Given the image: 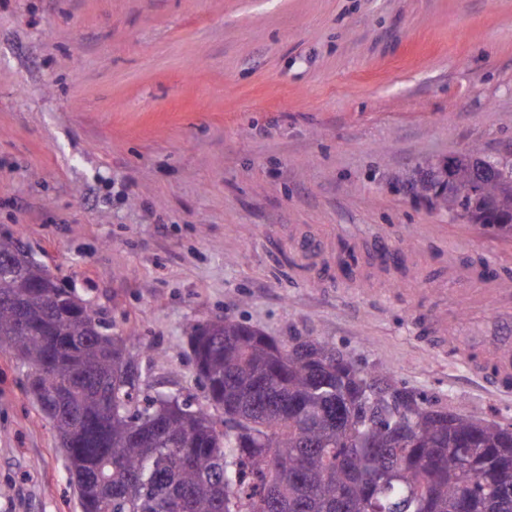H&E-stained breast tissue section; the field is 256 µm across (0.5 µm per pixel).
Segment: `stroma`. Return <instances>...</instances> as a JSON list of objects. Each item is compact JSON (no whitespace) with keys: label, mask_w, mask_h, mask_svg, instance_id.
Instances as JSON below:
<instances>
[{"label":"stroma","mask_w":512,"mask_h":512,"mask_svg":"<svg viewBox=\"0 0 512 512\" xmlns=\"http://www.w3.org/2000/svg\"><path fill=\"white\" fill-rule=\"evenodd\" d=\"M474 145L512 155V0H0V233L137 329L154 391L201 394L188 329L229 317L512 424L425 324L449 252L512 280V235L407 189ZM382 238L421 277L375 268ZM27 371L0 352V512H79Z\"/></svg>","instance_id":"obj_1"}]
</instances>
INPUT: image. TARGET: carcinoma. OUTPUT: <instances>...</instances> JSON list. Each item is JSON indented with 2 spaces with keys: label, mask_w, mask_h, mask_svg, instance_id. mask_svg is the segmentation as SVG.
Returning <instances> with one entry per match:
<instances>
[{
  "label": "carcinoma",
  "mask_w": 512,
  "mask_h": 512,
  "mask_svg": "<svg viewBox=\"0 0 512 512\" xmlns=\"http://www.w3.org/2000/svg\"><path fill=\"white\" fill-rule=\"evenodd\" d=\"M487 159L475 145L412 189L511 232L512 179L473 180ZM22 247L0 235V352L27 365L80 512H512V427L440 410L329 341L284 346L227 317L190 329L202 399L159 402L136 329L112 331Z\"/></svg>",
  "instance_id": "carcinoma-1"
}]
</instances>
